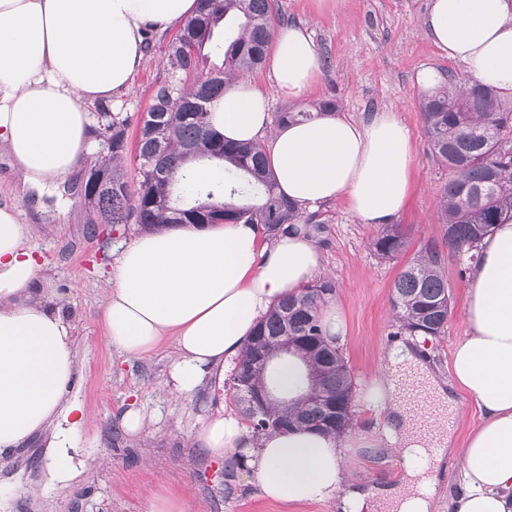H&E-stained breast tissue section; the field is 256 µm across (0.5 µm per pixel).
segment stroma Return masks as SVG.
Returning a JSON list of instances; mask_svg holds the SVG:
<instances>
[{
  "label": "stroma",
  "mask_w": 512,
  "mask_h": 512,
  "mask_svg": "<svg viewBox=\"0 0 512 512\" xmlns=\"http://www.w3.org/2000/svg\"><path fill=\"white\" fill-rule=\"evenodd\" d=\"M428 7L429 0H339L336 7L319 10L315 0H278L280 23L305 24L325 65L309 97L271 96L275 113L310 111L329 98L335 99L338 112L358 120L385 109L399 113L411 130L415 152L412 191L397 222L407 231L414 251L425 242L444 241L437 211L448 179L428 149L420 112L424 92L416 75L426 67L444 75L463 74L420 27ZM168 41L165 35L153 37L129 92L111 103V111L135 119L146 111L154 86L172 76ZM80 177V172H73L59 186L26 192L16 204L21 222L34 227L31 244L44 265V297L73 325L81 372L71 396L85 413L75 445L100 459L101 465L67 484L52 481L44 466L49 437L34 436L19 453L0 460V490L8 494L5 512H153L159 495L171 500L172 512H336L329 503L283 506L262 499L249 471L229 469L227 461L199 447L195 435L201 426L234 409L235 403L230 391L211 382L189 397L166 391L164 381L175 352L172 337H164L140 356L106 344L102 303L107 275L120 245L140 230L134 224H88L76 193ZM316 215L324 226L318 245L323 258L320 275L335 284L330 302L343 315L340 346L356 382L355 417L340 439L343 464L368 494L374 512H387V501L401 484L405 466L395 449L372 448L385 439L387 416L373 400L371 388L383 374L389 353L398 345L413 344L426 371L455 399L446 405L444 416L427 417L429 423L443 418L454 427L453 447L436 463L433 512H448V496L458 488L457 450L482 420L474 399L452 387V350L468 332V281L460 276L461 265L447 256L452 303L444 334L397 336L390 294L405 258L378 256L370 245L377 227L360 223L345 202L326 204ZM131 408L141 409L145 416L134 434L121 426L123 414Z\"/></svg>",
  "instance_id": "35a3bbf8"
}]
</instances>
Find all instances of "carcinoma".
<instances>
[{
    "label": "carcinoma",
    "instance_id": "carcinoma-1",
    "mask_svg": "<svg viewBox=\"0 0 512 512\" xmlns=\"http://www.w3.org/2000/svg\"><path fill=\"white\" fill-rule=\"evenodd\" d=\"M277 0H197L196 14L166 46L173 69L189 86L168 81L157 85L154 106L141 116L142 137L136 141L134 161L139 181L137 195L121 162L128 152L130 116L111 113L108 158L90 169L102 174L112 193L99 197L89 212L91 224H136L143 230L192 224L201 216L209 224L243 220L258 224L272 238L303 225L313 239L323 233L316 215H304L279 193L267 169L260 144L224 141L209 125L214 100L229 82L258 69L265 61L273 36ZM224 49L222 67L206 70L207 45ZM336 110V100L320 102L316 112H278L275 121L308 120ZM423 128L434 159L448 169L441 192L439 223L450 249L471 267L477 247L496 224L512 221V105L499 91L476 80H450L420 103ZM217 163V175L208 181L196 176L198 165ZM374 252L395 259L409 248L408 233L400 227L383 229L372 240ZM335 292L329 279H320L271 308L247 342L235 368L256 376L267 365L258 361L263 351L275 355L282 336H294L306 351V369L321 373L296 399L274 402L265 413L255 403L249 385L230 386L242 407L253 436L291 428H314L341 436L351 426L327 407L353 409L354 383L342 351L329 340L321 320L326 299ZM391 306L398 334L440 336L450 310V290L442 254L426 243L397 274Z\"/></svg>",
    "mask_w": 512,
    "mask_h": 512
}]
</instances>
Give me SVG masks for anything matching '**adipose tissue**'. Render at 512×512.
Listing matches in <instances>:
<instances>
[{
    "mask_svg": "<svg viewBox=\"0 0 512 512\" xmlns=\"http://www.w3.org/2000/svg\"><path fill=\"white\" fill-rule=\"evenodd\" d=\"M195 10L196 0H0V153L23 185L50 186L82 166L93 152L89 107L130 88L145 59L146 25L163 33ZM421 26L469 76L512 93V0H431ZM323 68L305 26L279 28L270 73L280 94L309 95ZM209 121L225 139L262 144L280 191L301 208L342 199L361 223L381 225L407 203L413 139L393 110L276 127L266 91L238 78ZM30 235L15 206L0 205V457L52 431L49 466L65 481L76 471L67 421L81 409L68 397L77 362L65 314L38 286L42 265ZM321 263L304 234L268 239L240 221L143 233L122 246L112 268L102 310L106 342L143 355L173 337L165 385L190 396L215 367L241 355L260 318L308 285ZM466 318L469 334L453 349L451 374L482 422L459 451L465 490L449 499L448 512H512V223L482 241ZM418 369L403 347L392 374L375 382L408 461L394 512L433 509L432 443L414 431L396 382ZM197 440L210 455L243 459L259 497L363 512L364 496L343 491L348 474L333 436L296 429L257 439L229 413L206 423Z\"/></svg>",
    "mask_w": 512,
    "mask_h": 512,
    "instance_id": "obj_1",
    "label": "adipose tissue"
}]
</instances>
